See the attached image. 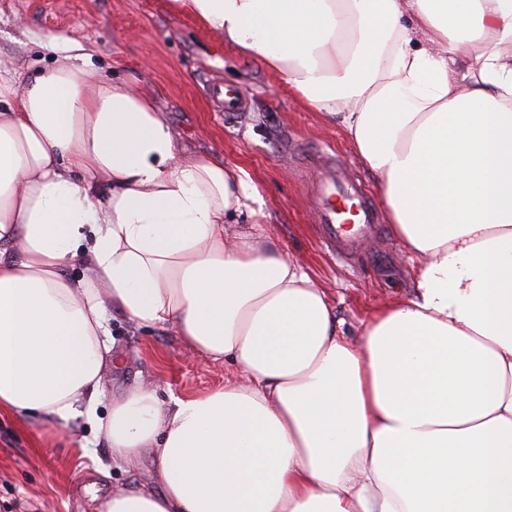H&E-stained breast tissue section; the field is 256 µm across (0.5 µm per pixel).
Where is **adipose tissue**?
<instances>
[{
  "instance_id": "adipose-tissue-1",
  "label": "adipose tissue",
  "mask_w": 512,
  "mask_h": 512,
  "mask_svg": "<svg viewBox=\"0 0 512 512\" xmlns=\"http://www.w3.org/2000/svg\"><path fill=\"white\" fill-rule=\"evenodd\" d=\"M336 120L415 263L358 342L259 227L242 169L185 155L81 46L0 69V408L95 417L109 313L233 368L96 428L153 482L103 512H512V0H175Z\"/></svg>"
}]
</instances>
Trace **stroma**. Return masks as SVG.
Returning <instances> with one entry per match:
<instances>
[{
	"instance_id": "1",
	"label": "stroma",
	"mask_w": 512,
	"mask_h": 512,
	"mask_svg": "<svg viewBox=\"0 0 512 512\" xmlns=\"http://www.w3.org/2000/svg\"><path fill=\"white\" fill-rule=\"evenodd\" d=\"M78 43L111 78L139 75L172 125L179 148L240 167L263 198L261 212L240 215L261 225L326 292L351 340L380 304L411 291L412 269L402 243L384 228L355 262H341L322 243L300 176L301 149L334 148L336 159L382 200L377 177L350 149L340 126L295 99L285 78L257 58L241 56L203 29L172 0H0V66L40 76L55 48ZM247 91L250 110L213 112L209 79ZM119 368H107L97 406L105 416L113 398L136 383L160 400L204 395L224 384L223 364L191 351L171 326L145 328L111 313ZM152 481L149 455L116 467L77 403L68 420L18 416L0 410V512H97L112 491Z\"/></svg>"
}]
</instances>
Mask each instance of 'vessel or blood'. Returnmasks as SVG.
Here are the masks:
<instances>
[{"instance_id": "1", "label": "vessel or blood", "mask_w": 512, "mask_h": 512, "mask_svg": "<svg viewBox=\"0 0 512 512\" xmlns=\"http://www.w3.org/2000/svg\"><path fill=\"white\" fill-rule=\"evenodd\" d=\"M208 88L215 111L227 115L248 111L249 97L243 90L217 80L210 81ZM305 165L316 173L307 189L315 221L322 226V241L340 257H349L377 233L378 205L361 183L342 171L329 152H309Z\"/></svg>"}]
</instances>
